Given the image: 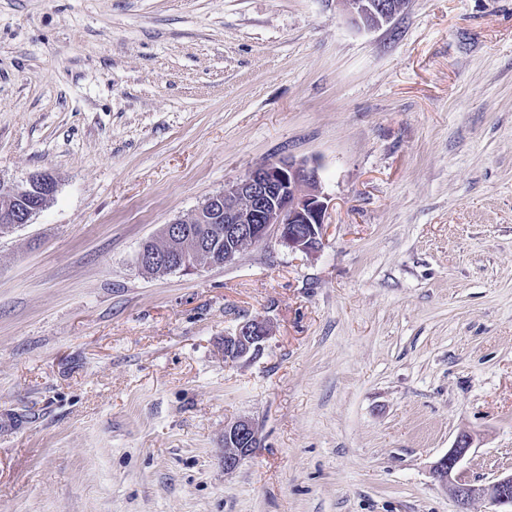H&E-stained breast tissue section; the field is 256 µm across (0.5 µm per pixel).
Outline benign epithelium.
I'll return each mask as SVG.
<instances>
[{
	"label": "benign epithelium",
	"mask_w": 512,
	"mask_h": 512,
	"mask_svg": "<svg viewBox=\"0 0 512 512\" xmlns=\"http://www.w3.org/2000/svg\"><path fill=\"white\" fill-rule=\"evenodd\" d=\"M352 20L368 29L389 24L401 13L408 0H339ZM56 191L55 179L38 173L22 183L0 177V223L27 224L40 212ZM34 199L24 209L17 203ZM326 197L320 190L318 172L291 159L268 162L250 169L242 177L224 184V189L210 194L190 214L164 225L165 248H141L137 255L139 269H151L156 275L192 272L206 265H216V253L206 251L200 262L184 240L183 224H215L224 221V264L238 261L240 246H253L274 237L282 245L306 255L317 252L326 234ZM272 330L262 320L242 323L231 336L224 337V358L232 362L251 359L263 349ZM259 442L256 424L242 417L224 426V470L232 471L252 454ZM472 437L458 436L452 448L432 466V474L449 486L457 505L456 512H469L477 497L487 498L499 512H512V473L481 485L462 478L460 463L472 447Z\"/></svg>",
	"instance_id": "7a95c632"
}]
</instances>
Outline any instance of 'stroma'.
<instances>
[{"instance_id": "obj_1", "label": "stroma", "mask_w": 512, "mask_h": 512, "mask_svg": "<svg viewBox=\"0 0 512 512\" xmlns=\"http://www.w3.org/2000/svg\"><path fill=\"white\" fill-rule=\"evenodd\" d=\"M318 169L321 249L142 273L254 166ZM0 512H455L512 471V0H0ZM272 334L224 358L248 320ZM252 455L224 469V426ZM352 20L368 29L389 24L407 6L408 0H338ZM403 2V4H401ZM56 191L55 179L47 173H38L29 177L26 183H14L0 176V233L2 224H28L32 217L40 212ZM34 199V203L25 209L19 203ZM271 334L265 321L253 319L242 323L233 335L225 336L224 358L236 362L256 357ZM259 442L256 424L246 417L224 426V469L232 471L241 460L252 454ZM472 437L467 434L458 436L448 453L432 466L434 478L448 485L457 505L456 512H469V506L476 497H485L493 505L501 508L498 512L512 511V473L500 476L481 485L472 484L462 478L460 463L472 447Z\"/></svg>"}]
</instances>
